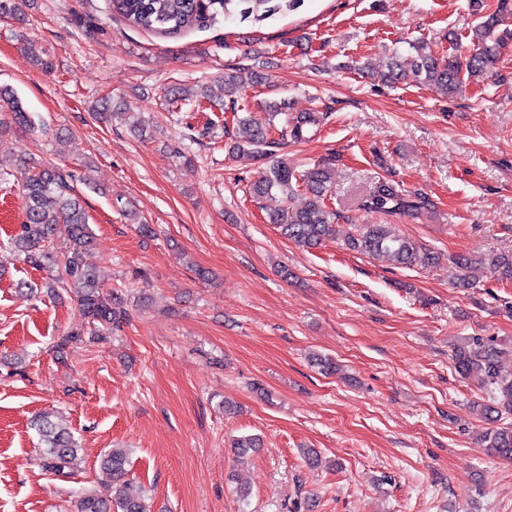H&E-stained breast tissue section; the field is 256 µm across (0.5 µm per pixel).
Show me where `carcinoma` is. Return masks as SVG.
<instances>
[{"instance_id":"cac0c4a2","label":"carcinoma","mask_w":512,"mask_h":512,"mask_svg":"<svg viewBox=\"0 0 512 512\" xmlns=\"http://www.w3.org/2000/svg\"><path fill=\"white\" fill-rule=\"evenodd\" d=\"M113 9L131 24L161 34H176L202 21L197 0H112ZM471 10L479 22L473 28V48L461 61L455 57L440 58L422 42L410 44L406 54L392 57L387 70L376 72L378 81L387 84L404 79L411 73L422 82L434 84L452 95L464 78H492L498 75L496 64L512 32L503 28L512 17V0H499L496 10L483 13L482 0H470ZM262 76L244 68L229 69L222 76L224 93L233 96L248 84H255ZM0 100L9 105V111L0 113V132L15 125L44 135L43 121L27 111L14 91L0 86ZM246 134L244 144L234 149L255 154L274 144L267 131L248 119L241 120ZM320 125V117L305 112L285 120L281 137L296 141L307 138L310 129ZM20 173L26 221L21 233L11 240L13 248L24 255L29 264L43 268L52 263L57 275L50 288H60L74 295L81 316L102 326L114 325L125 319L122 297L104 289L100 275L85 260L93 243L88 226V215L81 196L74 187V171L51 162L24 161L17 165ZM332 183V170L317 165L304 171L286 160L274 161L259 178L249 185V194L263 198L276 191L290 199L300 189L305 190L307 203L299 209L284 208L269 215V223L281 234L303 248H314L323 241L336 237V214L327 210L325 196ZM362 209L387 216L404 211H421L431 207L428 197L411 193L397 182L380 179L363 198ZM69 226V243L57 256L50 250L55 226ZM358 253L388 257L403 268L428 267L438 263L439 255L418 246L396 232L392 224H361L345 241ZM460 274L457 287L471 288L481 277L512 281V251L490 252L481 255L459 254L453 258ZM502 348L493 340L472 337L455 351L454 364L465 378H475L500 398L503 408L479 403L473 410L487 421H496L501 411L512 413V372L501 364ZM45 451L42 468L55 475H64L72 468L81 451L71 432L51 415H39L32 421ZM486 447L501 458L512 459V424L487 429L483 435ZM130 465L125 448H112L101 460L106 475L103 490L91 489L79 496L77 512H147L144 488L127 478Z\"/></svg>"}]
</instances>
